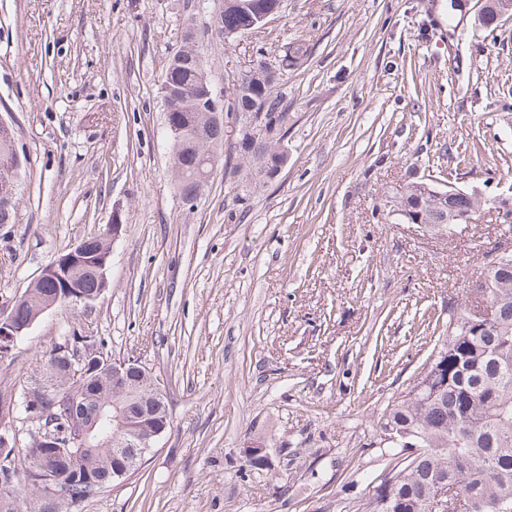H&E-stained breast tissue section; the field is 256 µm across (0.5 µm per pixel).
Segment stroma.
Returning a JSON list of instances; mask_svg holds the SVG:
<instances>
[{
    "label": "stroma",
    "mask_w": 512,
    "mask_h": 512,
    "mask_svg": "<svg viewBox=\"0 0 512 512\" xmlns=\"http://www.w3.org/2000/svg\"><path fill=\"white\" fill-rule=\"evenodd\" d=\"M482 0H285L227 42L224 0H0V121L22 161L0 224V305L112 222L108 286L42 314L0 360L21 398L70 329L164 382L170 426L147 461L80 512H343L385 461L380 420L416 379L448 303L512 225L440 235L388 191L430 175L512 196V19ZM194 27L213 89L277 64L288 161L216 165L176 188L161 86ZM261 443L265 470L242 450Z\"/></svg>",
    "instance_id": "35a3bbf8"
}]
</instances>
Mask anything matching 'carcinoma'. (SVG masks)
Segmentation results:
<instances>
[{"mask_svg": "<svg viewBox=\"0 0 512 512\" xmlns=\"http://www.w3.org/2000/svg\"><path fill=\"white\" fill-rule=\"evenodd\" d=\"M278 0H224L220 23L232 30L250 23L254 13L269 10ZM308 51L298 41L288 48L279 70L286 71ZM202 58L195 40L181 53L182 59H172L164 83L167 85L173 111L185 122L181 140L170 147L177 188L181 195L198 194L195 156L204 148L211 157H224V170L234 173L240 164L233 155L223 154L224 134L220 127H209L206 142L195 141L198 122L202 120L196 87L199 72L187 56ZM274 84L268 69L261 66L244 79L240 94L230 98L227 110L245 112L267 106L284 120L287 113L278 111L280 100L271 98ZM14 140L0 135V191L14 187L21 163L14 162ZM87 249L98 262L106 254V241L94 234L84 239ZM487 287L481 292L497 304L498 317L493 328L484 333L462 335L458 329L445 326L438 336L437 346L445 353L434 366L424 364L418 377L427 382L418 388L415 381L405 395L383 415L380 430L392 426L397 431L416 435L422 451L413 459L400 458L401 450L385 446L386 466L373 481V493L363 504V512H430L429 504L440 484L458 486L459 493L472 499L478 512H499L501 503H512V271L486 267L480 274ZM85 294L97 287L92 272L81 269L69 282L43 281L25 291L26 299L14 310V320L25 322L35 317L50 300L64 297L66 285ZM158 380L149 372L134 376L130 390L133 397L112 391L104 379L81 397L79 425L93 426L90 445L70 447L68 455L58 460L57 474L68 470V460L78 459L79 479L66 485L59 496L47 493L38 480V468L47 449L29 444L11 448L16 479L7 493L0 490V512H21L20 488L32 495L33 512H76L89 498L112 483V449L104 439L115 433V424L101 417L104 405L112 409L135 412L155 396Z\"/></svg>", "mask_w": 512, "mask_h": 512, "instance_id": "cac0c4a2", "label": "carcinoma"}]
</instances>
